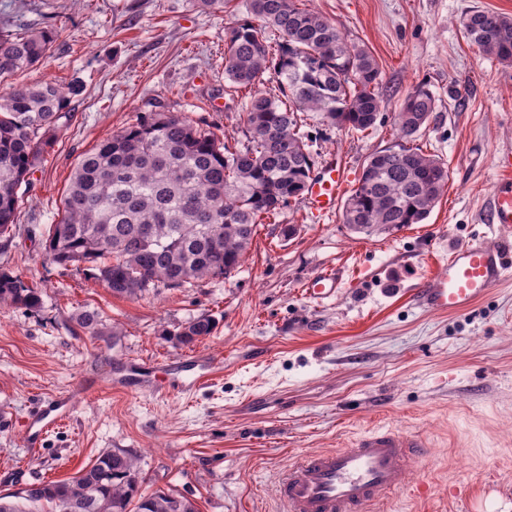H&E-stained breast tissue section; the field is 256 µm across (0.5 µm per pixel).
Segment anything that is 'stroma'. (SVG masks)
<instances>
[{
  "label": "stroma",
  "mask_w": 512,
  "mask_h": 512,
  "mask_svg": "<svg viewBox=\"0 0 512 512\" xmlns=\"http://www.w3.org/2000/svg\"><path fill=\"white\" fill-rule=\"evenodd\" d=\"M376 58L384 108L366 132L308 116L316 161L342 156L351 179L394 146L395 115L426 86L437 109L415 144L447 163L449 182L425 223L391 234L352 232L341 213L313 217L305 200L259 225L236 274L129 300L51 263L41 232L59 218L81 156L154 112L189 116L217 138H242L250 93L224 79L225 38L249 0H0L13 28L50 24L52 49L13 86H79L56 139L31 177L18 229L0 267L42 293L40 311L0 307V490L62 480L106 450L140 459L141 488L174 492L199 512H280L276 481L296 457L338 448L373 427L427 442L409 491L384 512H512V277L460 315L420 308L412 290L441 270L449 247L490 238L485 210L496 158L512 152V63L463 36L476 6L512 17V0H301ZM344 279L334 299L304 290L319 272ZM97 310L117 337L74 331ZM207 315L211 336L175 334ZM204 353L222 363L192 395L83 392L156 361ZM68 391L70 418L29 454L23 423L38 401Z\"/></svg>",
  "instance_id": "obj_1"
}]
</instances>
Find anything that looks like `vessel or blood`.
<instances>
[{
    "label": "vessel or blood",
    "mask_w": 512,
    "mask_h": 512,
    "mask_svg": "<svg viewBox=\"0 0 512 512\" xmlns=\"http://www.w3.org/2000/svg\"><path fill=\"white\" fill-rule=\"evenodd\" d=\"M499 178L488 200V222L494 240H472L448 251L444 271L422 279L414 296L424 308L440 314H463L486 298L505 278L508 265L498 244L512 234V153L498 160ZM348 175L343 159L332 158L315 169L308 182L312 212L324 216L336 208ZM342 287L333 271L316 274L305 286L308 297L322 302L335 298ZM221 373L215 360L192 354L169 365L158 363L120 381L126 391L159 393L165 381L174 389L193 392ZM72 396L65 393L40 402L28 418L25 440L38 452L45 436L69 418ZM421 438L393 428H374L349 445L308 453L289 464L276 485L282 512H373L391 495L402 491L408 475L423 455Z\"/></svg>",
    "instance_id": "1"
}]
</instances>
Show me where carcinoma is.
<instances>
[{"instance_id": "cac0c4a2", "label": "carcinoma", "mask_w": 512, "mask_h": 512, "mask_svg": "<svg viewBox=\"0 0 512 512\" xmlns=\"http://www.w3.org/2000/svg\"><path fill=\"white\" fill-rule=\"evenodd\" d=\"M464 36L483 53L512 63V18L473 8L461 19ZM272 28L271 45L262 31ZM53 29L15 33L0 22V81L36 65L50 50ZM271 72L279 94L256 89ZM224 77L253 89L243 113L244 140H218L183 115L155 112L101 141L77 163L62 197L61 215L44 233L53 263L93 278L120 299L159 288L228 279L238 271L258 224L303 195L315 168L301 132V112L329 125L364 132L380 115L379 65L349 43L321 13L298 0H250L249 16L227 34ZM73 84L18 85L0 96V252L11 245L22 186L69 119ZM436 109L418 86L396 114L405 140L366 159L343 204L354 233L389 234L422 224L448 185V167L409 145ZM0 305L41 308V292L22 275L0 270ZM75 325L103 336L95 311ZM200 316L175 333L190 345L213 333ZM0 512H198L183 495L141 490L137 456L104 451L68 480L0 492Z\"/></svg>"}]
</instances>
